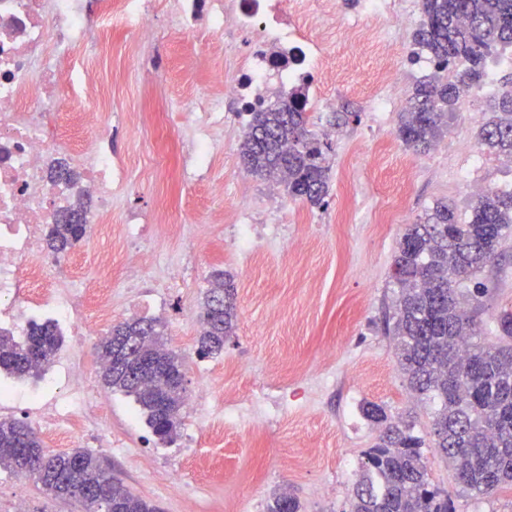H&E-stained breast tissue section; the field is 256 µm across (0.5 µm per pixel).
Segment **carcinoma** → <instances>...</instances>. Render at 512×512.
Returning <instances> with one entry per match:
<instances>
[{
  "mask_svg": "<svg viewBox=\"0 0 512 512\" xmlns=\"http://www.w3.org/2000/svg\"><path fill=\"white\" fill-rule=\"evenodd\" d=\"M423 21L416 45L433 71L420 81L397 134L415 152L431 149L448 130V119L466 91L484 80L488 57L512 45V0H421ZM307 86L267 108L250 113L239 157L252 174L284 185L288 195L321 206L329 195L331 143L309 129ZM481 144L512 158V88L495 99L483 122ZM82 212L69 211L49 226V252L65 256L86 236ZM512 237V190L487 188L469 213L437 203L405 229L394 258L392 284L398 288L394 312L384 331L395 345L400 370L415 393L439 402L431 440L414 434L407 419L390 417L367 402L364 416L380 427L365 452L363 474L351 512H452L448 497L431 487L421 448L450 461L457 481L476 496L512 491V307L481 324L462 307L460 288L500 252ZM237 289L217 269L200 314L196 354L217 357L234 334ZM497 337V342L485 340ZM62 345L55 325L33 323L21 342L0 331V370L24 377L51 363ZM104 385L134 398L153 434L176 439L183 423L186 389L164 370L183 369L152 320L132 319L112 326L96 344ZM33 479L57 499L83 512H159L133 493L99 456L87 450L52 453L24 422L0 418V470ZM297 496L272 497L267 512H301Z\"/></svg>",
  "mask_w": 512,
  "mask_h": 512,
  "instance_id": "carcinoma-1",
  "label": "carcinoma"
}]
</instances>
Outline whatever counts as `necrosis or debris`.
Here are the masks:
<instances>
[{
	"label": "necrosis or debris",
	"mask_w": 512,
	"mask_h": 512,
	"mask_svg": "<svg viewBox=\"0 0 512 512\" xmlns=\"http://www.w3.org/2000/svg\"><path fill=\"white\" fill-rule=\"evenodd\" d=\"M168 11L169 24L186 35L225 29L249 31L255 40L234 53L229 64L237 74L210 85L188 78L182 93L167 102L170 116L189 114L178 154L182 184L209 188L223 198L224 183L214 174L212 158L224 150V104L237 102L233 123L245 127L247 116L265 102L270 88L300 87L310 72L321 71L324 49L336 26V0H103L99 12L87 13L84 0H0V323L14 335H26L37 316L54 322L61 335L85 336L83 318L95 310L96 328L112 322V298L67 259L50 255L45 230L57 213L83 208L93 238L106 240L96 263L100 277L112 273L113 253H133L129 287L142 285L140 272L150 269L153 283L164 281L175 261L146 243L140 214L125 212L121 223L112 213L123 206L135 175L127 155L112 148V129L139 127L143 115L112 108L110 78L103 57L113 30L130 33L129 61L149 63L151 74L164 68L155 47L157 20ZM361 16L347 20L351 46L374 55L385 85L373 99L376 121H383L405 91L406 73L386 51L395 33L413 27V7L394 9L390 0H362ZM308 23L299 35L295 16ZM377 19L364 26L362 17ZM78 105L66 114L62 98ZM253 201L241 203L236 227L241 238L240 274L249 277L254 257L274 248L283 227L258 224ZM41 393L48 412H37L39 432L65 442L83 435L107 413L105 400H91L86 388L57 389L48 376ZM191 408L206 407L228 419L256 421L261 405L245 408L202 385Z\"/></svg>",
	"instance_id": "4bbe7bcc"
}]
</instances>
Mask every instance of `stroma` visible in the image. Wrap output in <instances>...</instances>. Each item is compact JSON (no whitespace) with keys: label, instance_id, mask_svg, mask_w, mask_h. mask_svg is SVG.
Wrapping results in <instances>:
<instances>
[{"label":"stroma","instance_id":"1","mask_svg":"<svg viewBox=\"0 0 512 512\" xmlns=\"http://www.w3.org/2000/svg\"><path fill=\"white\" fill-rule=\"evenodd\" d=\"M157 33L167 65L152 80L128 61V35H112V96L148 115L142 128L120 129L112 146L128 155L137 175L126 208L145 215L166 205V223L148 225L147 232L170 253L184 254L181 226H206L205 240L186 254L196 273L170 282L161 299L149 288H126V256H114L111 278L97 279L90 264L85 275L111 295L113 322L126 320L134 299L148 301L146 317L163 324L169 347L185 357L188 393L217 370L225 394L249 402L259 392H279L287 395L288 410L268 408L261 426L237 421L217 438L188 415L175 442L160 444L133 397L106 392L96 337L78 343L67 336L63 350L81 351L91 364L87 384L109 398L112 446L92 434L81 442L161 512H266L268 500L283 491L296 494L304 512H349L364 453L378 436L361 405L381 404L394 417L412 413L415 432L422 436L431 427L432 407L408 390L382 320L393 311L390 275L406 226L438 202L451 203L461 214L468 211L472 198L461 174L468 150L481 148L480 127L460 109L428 153L406 148L396 133L404 104H397L386 123L374 122L369 98L380 91L376 62L353 58L343 29H336L326 45L327 68L348 76L343 82L324 81L326 104L312 115L316 129L336 132L328 157L327 203L313 207L278 187V201L288 211L287 239L260 257L251 277L243 279L233 261L232 215L239 202L263 195L270 184L243 168L238 156L243 134L229 125L224 152L215 162L217 177L227 185L223 203H215L206 189L171 177L154 179L153 159L173 162L179 150V130L164 121L161 97L178 94L190 63L209 56L205 39L184 36L167 21L159 22ZM215 269L237 277V328L220 356L202 360L195 354L199 324L184 314L200 311ZM478 279L486 288L480 317L487 322L502 306L512 305V238ZM423 456L431 483L447 495L453 512H512L511 492L474 496L434 449H424ZM174 469L184 475L177 485L169 479ZM15 492L25 496L31 512H81L39 491L32 480L0 470V512H7Z\"/></svg>","mask_w":512,"mask_h":512}]
</instances>
